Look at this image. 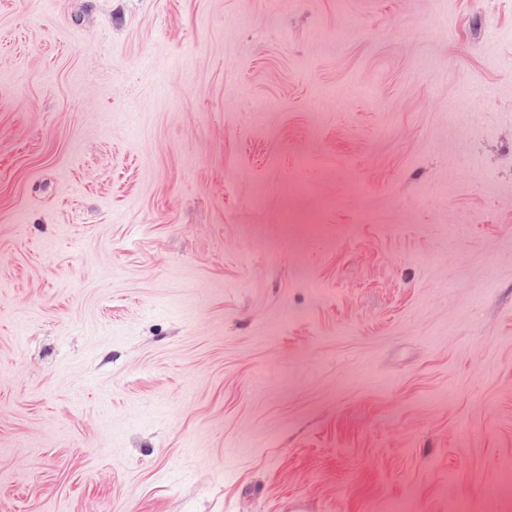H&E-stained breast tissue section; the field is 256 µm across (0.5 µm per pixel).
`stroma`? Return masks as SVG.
Segmentation results:
<instances>
[{"label": "stroma", "instance_id": "stroma-1", "mask_svg": "<svg viewBox=\"0 0 512 512\" xmlns=\"http://www.w3.org/2000/svg\"><path fill=\"white\" fill-rule=\"evenodd\" d=\"M512 512V0H0V512Z\"/></svg>", "mask_w": 512, "mask_h": 512}]
</instances>
